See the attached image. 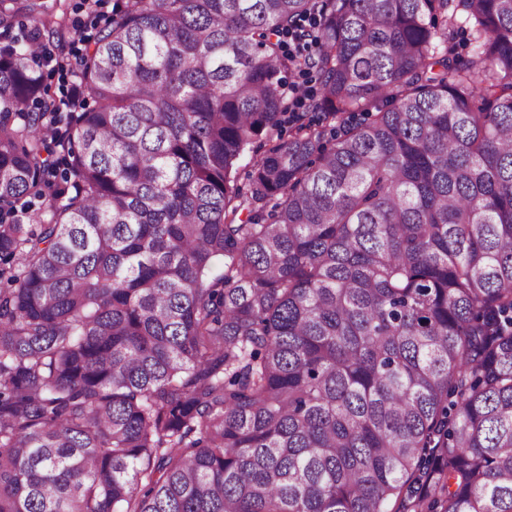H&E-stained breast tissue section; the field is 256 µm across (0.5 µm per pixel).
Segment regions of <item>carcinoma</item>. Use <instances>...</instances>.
I'll return each mask as SVG.
<instances>
[{"label":"carcinoma","mask_w":512,"mask_h":512,"mask_svg":"<svg viewBox=\"0 0 512 512\" xmlns=\"http://www.w3.org/2000/svg\"><path fill=\"white\" fill-rule=\"evenodd\" d=\"M70 32L0 0V512H512V0H117L63 112Z\"/></svg>","instance_id":"1"}]
</instances>
